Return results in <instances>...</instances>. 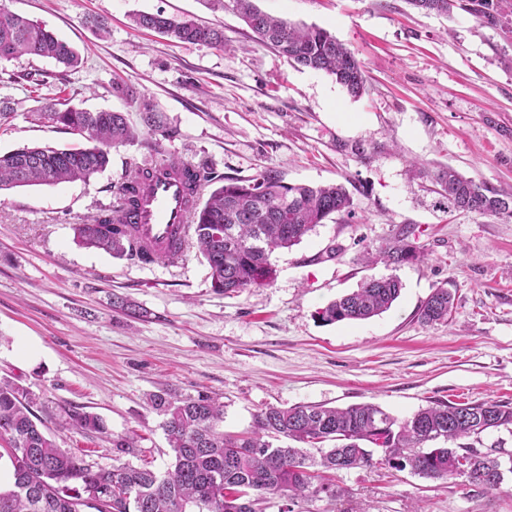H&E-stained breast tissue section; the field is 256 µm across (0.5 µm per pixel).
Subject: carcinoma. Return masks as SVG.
Wrapping results in <instances>:
<instances>
[{
    "label": "carcinoma",
    "mask_w": 512,
    "mask_h": 512,
    "mask_svg": "<svg viewBox=\"0 0 512 512\" xmlns=\"http://www.w3.org/2000/svg\"><path fill=\"white\" fill-rule=\"evenodd\" d=\"M236 14L256 42L269 46L293 64L335 76L354 96L365 90L362 63L353 51L329 31L297 25L273 17L254 0H216ZM459 8L483 23L497 27L504 14L497 0H463ZM133 22L141 29L179 42L224 47L221 28L163 12L139 13ZM23 55L51 58L71 72L82 65L79 53L42 24L0 7V59ZM112 91L139 103L143 124L169 135L163 115L133 88L112 84ZM51 125L77 138L71 146H18L0 153V190L16 187L89 182L104 172L111 148L133 142L137 132L122 112L51 106L44 113ZM152 159L125 171L117 186L115 203L85 224L74 227L75 241L85 249L101 250L114 258L140 263L164 262L134 237L126 216L138 206L137 189L150 177ZM171 171L184 178L192 191L193 218L187 238H175L172 248L193 245L208 268L213 291L233 295L271 284L275 269L271 253L290 249L333 215H351L353 200L342 184L310 186L289 184L278 171L267 168L251 179L229 178L208 195L199 190L213 181L208 168L185 166L175 156L165 159ZM438 207L450 212L512 217V191L495 189L466 178L452 168L439 172ZM428 253L415 227L406 225L393 238L366 250V261L387 267L422 262ZM402 284L393 274L371 277L318 311L321 321L333 324L367 320L389 310ZM452 293L440 286L422 305L419 318L426 324L448 319ZM36 398L10 380H0V438L14 482L0 488V512H257L269 495L295 500L307 494L336 497L333 474L378 464L396 471L406 469L427 479H461L485 493L500 489L491 479L499 468L496 455L469 444L448 443L480 437L474 419L485 418L486 428L512 432V406L494 400L436 404L399 420L372 403L346 408L322 404L269 407L254 417L252 429L242 434L224 432V404L199 392L181 394L161 388L149 394L148 406L162 417L171 468L156 473L143 465L94 466L58 446L35 422ZM69 424L84 433L104 437L118 454L137 447L133 435H113L94 413L73 411ZM333 441L331 448L321 444ZM320 453L316 458L307 448Z\"/></svg>",
    "instance_id": "1"
}]
</instances>
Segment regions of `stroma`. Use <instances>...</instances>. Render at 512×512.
I'll return each mask as SVG.
<instances>
[{
	"mask_svg": "<svg viewBox=\"0 0 512 512\" xmlns=\"http://www.w3.org/2000/svg\"><path fill=\"white\" fill-rule=\"evenodd\" d=\"M255 3L335 35L363 63L365 92L351 97L333 76L294 67L208 0H0L82 58L67 74L47 58L0 60V98L13 104L0 152L71 142L37 117L61 98L126 113L139 133L90 182L0 191V378L28 388L44 430L88 463L167 470L161 419L147 405L162 385L218 397L224 429L235 433L270 406L372 402L402 420L435 402L512 404V218L446 213L434 192L435 175L449 167L512 185V22L491 27L458 8L424 13L407 0ZM159 10L220 26L224 47L133 27L131 15ZM93 16L109 34L91 26ZM34 70L46 85L22 81ZM116 82L163 112L171 136L144 128L138 105L113 94ZM151 143L207 162L217 187L267 167L289 184H344L354 213L275 251V280L233 296L212 291L192 248L179 264L145 265L78 246L73 225L111 205ZM407 224L420 228L427 260L394 271L365 264L367 248ZM393 273L403 289L387 312L318 320L363 279ZM440 285L454 296L452 315L424 324L419 310ZM117 298L146 317H130ZM24 340L36 357L19 355ZM74 409L98 414L112 434L135 432L136 452L117 458L105 438L63 428ZM336 483V499L270 496L262 512H512L509 472L492 493L382 465L340 471Z\"/></svg>",
	"mask_w": 512,
	"mask_h": 512,
	"instance_id": "1",
	"label": "stroma"
}]
</instances>
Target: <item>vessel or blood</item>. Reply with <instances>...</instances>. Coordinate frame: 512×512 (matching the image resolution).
I'll use <instances>...</instances> for the list:
<instances>
[{
  "instance_id": "vessel-or-blood-1",
  "label": "vessel or blood",
  "mask_w": 512,
  "mask_h": 512,
  "mask_svg": "<svg viewBox=\"0 0 512 512\" xmlns=\"http://www.w3.org/2000/svg\"><path fill=\"white\" fill-rule=\"evenodd\" d=\"M187 199L185 183L167 175L164 169H157L131 216L136 234L150 246L168 243L175 228L192 221Z\"/></svg>"
}]
</instances>
